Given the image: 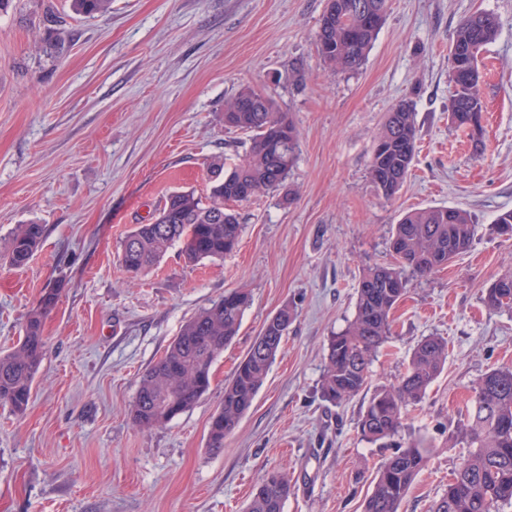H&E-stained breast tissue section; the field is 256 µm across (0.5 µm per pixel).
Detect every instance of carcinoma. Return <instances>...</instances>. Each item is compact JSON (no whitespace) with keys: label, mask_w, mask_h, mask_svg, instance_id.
I'll use <instances>...</instances> for the list:
<instances>
[{"label":"carcinoma","mask_w":512,"mask_h":512,"mask_svg":"<svg viewBox=\"0 0 512 512\" xmlns=\"http://www.w3.org/2000/svg\"><path fill=\"white\" fill-rule=\"evenodd\" d=\"M78 15L106 14L112 0H70ZM387 0H330L322 15L317 51L332 69L359 68L385 23ZM497 18L478 12L456 28L450 54L451 69L479 71L483 47L498 33ZM480 78L453 86L450 110L483 112ZM224 126L250 134V145L229 170L212 164L210 191L168 194L153 221L137 224L121 241L120 263L133 278L148 275L173 245L181 246L188 263L217 259L238 244L241 225L233 203L250 200L262 191L278 189L294 164L298 140L294 126L277 111L274 100L249 85L239 88L224 104ZM417 140L416 113L410 100L387 116L369 167L375 187L386 199L403 186L412 166ZM40 224H21L8 242L7 259L16 267L27 264L40 247ZM477 233L461 208L436 206L412 210L394 225L391 248L395 263L366 271L357 288L356 314L348 327L331 337L320 393L339 406L366 389L370 367L391 336V315L407 293L408 274L427 276L465 253ZM58 289L46 288L31 311L24 334L10 350L0 352V404L18 415L26 412L44 351V317L55 307ZM490 311L512 309V272L485 290ZM248 295L233 290L211 301L191 317L165 355L141 377L131 409L139 428L164 425L193 407L207 392L211 369L224 347L237 336ZM294 321L293 311L281 308L265 325L232 379L212 416L208 448L224 447L250 409L270 366ZM448 358V342L440 336L423 338L414 349L405 375L393 385L374 391L358 422L361 437L371 442L391 440L403 424L404 410L420 402ZM448 440L469 448L468 455L448 480L430 512H499L512 505V366L486 372L473 387L463 419L449 431ZM428 447L420 441L399 446L377 471L364 512H400L417 475L426 466ZM293 485L284 473H267L249 501L246 512H283Z\"/></svg>","instance_id":"1"}]
</instances>
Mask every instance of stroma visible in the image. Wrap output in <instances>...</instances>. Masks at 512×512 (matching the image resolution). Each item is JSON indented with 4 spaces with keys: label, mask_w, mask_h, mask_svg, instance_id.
Instances as JSON below:
<instances>
[{
    "label": "stroma",
    "mask_w": 512,
    "mask_h": 512,
    "mask_svg": "<svg viewBox=\"0 0 512 512\" xmlns=\"http://www.w3.org/2000/svg\"><path fill=\"white\" fill-rule=\"evenodd\" d=\"M327 0H112L103 17L69 0L0 7V251L20 224L44 239L20 268L0 258V351L12 348L44 288L46 349L24 415L0 405V512H244L261 477L287 472L284 512H362L397 445L421 438L429 460L400 512H429L466 448L449 441L471 388L512 364V311L486 288L512 272V0H387L364 63L336 72L316 50ZM477 12L499 33L481 53V147L449 118L451 34ZM272 97L299 151L287 181L239 205L237 248L189 265L170 248L148 276L119 262L120 242L175 190L209 191L249 136L224 126L241 86ZM418 126L413 166L385 199L369 176L377 136L402 100ZM430 206L466 210L478 232L444 269L411 278L370 387L396 383L427 336L448 360L388 445L362 440L369 399L324 402L331 336L353 319L368 269L392 262V229ZM249 295L208 392L165 425L138 429L143 373L182 326L225 291ZM295 319L252 407L210 451L227 383L282 307Z\"/></svg>",
    "instance_id": "35a3bbf8"
}]
</instances>
